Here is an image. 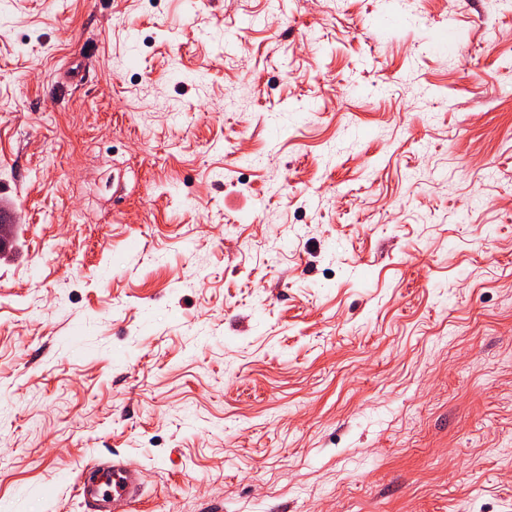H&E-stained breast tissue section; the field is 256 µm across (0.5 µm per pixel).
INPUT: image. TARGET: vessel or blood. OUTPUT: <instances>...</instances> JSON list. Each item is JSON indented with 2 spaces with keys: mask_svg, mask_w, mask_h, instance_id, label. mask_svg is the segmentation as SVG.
Here are the masks:
<instances>
[{
  "mask_svg": "<svg viewBox=\"0 0 512 512\" xmlns=\"http://www.w3.org/2000/svg\"><path fill=\"white\" fill-rule=\"evenodd\" d=\"M77 489L81 493L87 512H106L108 500L129 502L140 490V480L122 460L106 465L100 459L88 461L77 477Z\"/></svg>",
  "mask_w": 512,
  "mask_h": 512,
  "instance_id": "vessel-or-blood-1",
  "label": "vessel or blood"
}]
</instances>
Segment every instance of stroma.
Listing matches in <instances>:
<instances>
[{"label": "stroma", "instance_id": "1", "mask_svg": "<svg viewBox=\"0 0 512 512\" xmlns=\"http://www.w3.org/2000/svg\"><path fill=\"white\" fill-rule=\"evenodd\" d=\"M0 512H512V0H0ZM107 479L105 488L100 490V485ZM76 485L88 512H105L109 502L105 498L107 496H112V502H129L138 496L140 490L137 473L130 470L121 459H112L110 465L103 464L98 458L91 459L81 469Z\"/></svg>", "mask_w": 512, "mask_h": 512}]
</instances>
